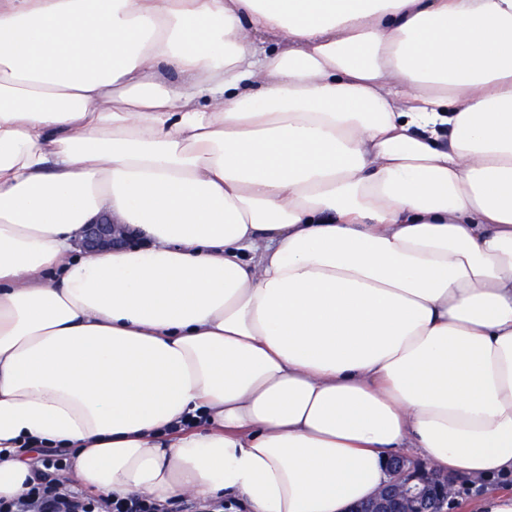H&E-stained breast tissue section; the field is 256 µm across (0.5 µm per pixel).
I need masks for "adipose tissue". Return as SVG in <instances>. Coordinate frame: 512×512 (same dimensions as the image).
Masks as SVG:
<instances>
[{"mask_svg":"<svg viewBox=\"0 0 512 512\" xmlns=\"http://www.w3.org/2000/svg\"><path fill=\"white\" fill-rule=\"evenodd\" d=\"M46 448L228 512L512 473V0H0V499ZM130 241L126 228L106 216L93 224H87L81 247L88 252H99L129 244Z\"/></svg>","mask_w":512,"mask_h":512,"instance_id":"adipose-tissue-1","label":"adipose tissue"}]
</instances>
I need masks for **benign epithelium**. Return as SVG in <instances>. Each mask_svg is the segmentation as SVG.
<instances>
[{
    "instance_id": "benign-epithelium-1",
    "label": "benign epithelium",
    "mask_w": 512,
    "mask_h": 512,
    "mask_svg": "<svg viewBox=\"0 0 512 512\" xmlns=\"http://www.w3.org/2000/svg\"><path fill=\"white\" fill-rule=\"evenodd\" d=\"M130 242L126 228L106 216L86 226L81 247L99 252ZM388 481L370 498L356 502L348 512H449L454 506L453 482L410 456L388 462Z\"/></svg>"
}]
</instances>
